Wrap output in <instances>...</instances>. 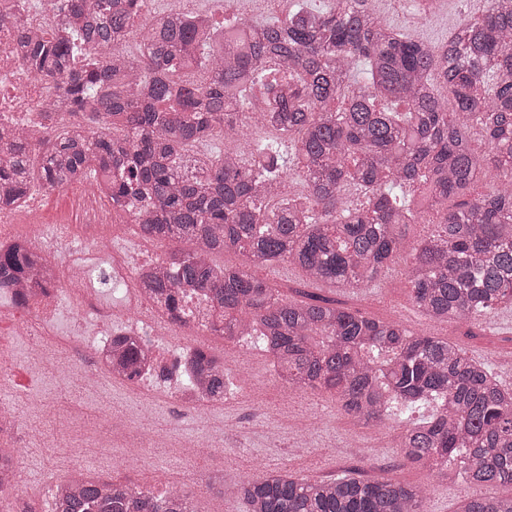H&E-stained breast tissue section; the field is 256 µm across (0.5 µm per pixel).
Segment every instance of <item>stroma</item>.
I'll return each mask as SVG.
<instances>
[{
	"mask_svg": "<svg viewBox=\"0 0 512 512\" xmlns=\"http://www.w3.org/2000/svg\"><path fill=\"white\" fill-rule=\"evenodd\" d=\"M378 15L413 40L434 44L448 38L459 24L482 17L485 0H442L428 24L412 18L408 0H376ZM406 260L395 258L392 272L375 288L347 292L321 289V296L367 314L403 321L413 330L430 323L415 309L404 274ZM17 319L6 315L7 351L0 358L6 378L0 400L13 403L18 425L7 440L26 449L14 486L0 492V512H21L23 504L41 512L45 492L71 470L88 469L106 480L145 489L167 475L187 486L195 512H244L236 484L255 469L288 467L307 479H327L352 472L365 479L388 477L427 488V512H458L469 497H511L508 485L477 486L446 478L403 460L397 446L406 424L389 419L374 425L356 421L340 410L326 391L287 393L274 377L266 353L253 343L240 346L220 336L204 335L196 343L223 357L238 394L200 421L188 408L161 397L143 401L130 418L133 399L126 387H105L90 399L91 375L67 374L63 363H47L36 387L26 384L31 352L26 340L11 338ZM440 337L456 342L469 355L486 362L512 385V312L491 315L480 324L440 326ZM215 441V448L186 456L184 442ZM223 476V488L208 487Z\"/></svg>",
	"mask_w": 512,
	"mask_h": 512,
	"instance_id": "stroma-1",
	"label": "stroma"
}]
</instances>
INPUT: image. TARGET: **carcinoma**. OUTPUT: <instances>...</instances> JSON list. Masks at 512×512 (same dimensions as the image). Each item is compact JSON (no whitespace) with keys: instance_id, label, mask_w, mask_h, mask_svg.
<instances>
[{"instance_id":"cac0c4a2","label":"carcinoma","mask_w":512,"mask_h":512,"mask_svg":"<svg viewBox=\"0 0 512 512\" xmlns=\"http://www.w3.org/2000/svg\"><path fill=\"white\" fill-rule=\"evenodd\" d=\"M372 2L297 3L220 35L205 12L138 28L139 0H57L61 24L47 37L1 14L26 37L23 66L52 98L41 132L0 134V210L38 188L95 182L141 238L177 244L135 270L170 320L185 322L196 290L213 308L211 333L256 340L284 388L326 390L366 423L430 406L400 438L406 462L512 485V388L486 363L401 321L292 300L252 272L288 262L309 283L346 291L374 285L404 254L411 300L428 320L512 310V0H489L442 47L386 26ZM252 123L278 136L243 153L200 150ZM490 167L504 188L448 208ZM422 218L439 233L414 244L404 228ZM220 252L243 264L213 263ZM53 271L26 240L0 246L3 284L42 291ZM143 360L134 343L112 347L122 377L140 375ZM183 372L201 399H224V361L206 349L194 348ZM237 492L245 512H427L421 488L351 473L311 481L271 470ZM49 512L195 510L187 490L149 495L77 470ZM460 512H512V498L470 499Z\"/></svg>"}]
</instances>
